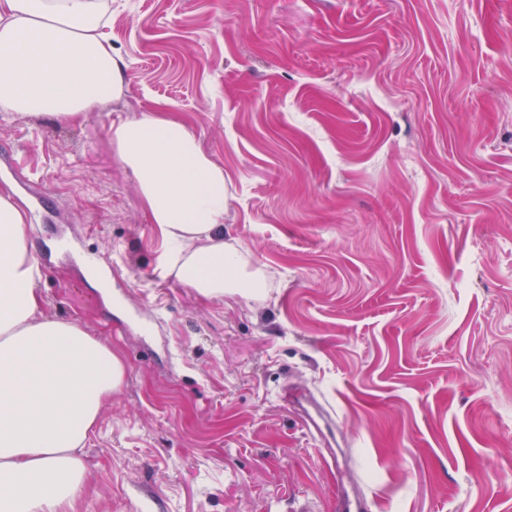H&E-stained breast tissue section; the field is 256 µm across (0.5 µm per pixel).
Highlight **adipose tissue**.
Segmentation results:
<instances>
[{"instance_id":"obj_1","label":"adipose tissue","mask_w":512,"mask_h":512,"mask_svg":"<svg viewBox=\"0 0 512 512\" xmlns=\"http://www.w3.org/2000/svg\"><path fill=\"white\" fill-rule=\"evenodd\" d=\"M124 61L98 0H0V110L59 124L118 99ZM165 245L163 274L207 299L259 296L262 269L224 238V169L181 122L155 112L110 128ZM26 217L0 190V512H75L82 450L126 376L121 354L42 311Z\"/></svg>"}]
</instances>
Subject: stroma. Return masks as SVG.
Returning <instances> with one entry per match:
<instances>
[{"mask_svg": "<svg viewBox=\"0 0 512 512\" xmlns=\"http://www.w3.org/2000/svg\"><path fill=\"white\" fill-rule=\"evenodd\" d=\"M104 2L122 97L0 115L44 312L127 365L79 512H512V0ZM134 112L223 167L264 297L160 277L110 136Z\"/></svg>", "mask_w": 512, "mask_h": 512, "instance_id": "35a3bbf8", "label": "stroma"}]
</instances>
